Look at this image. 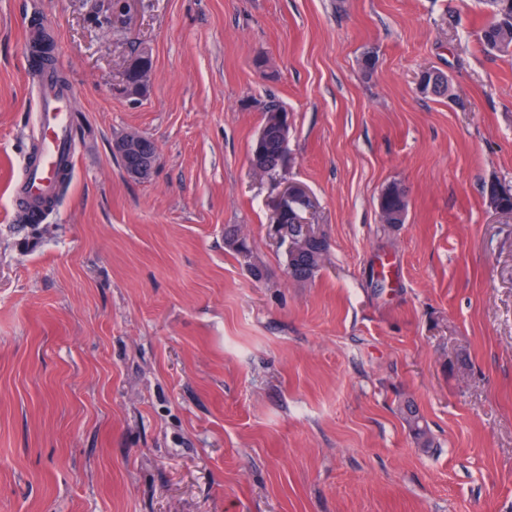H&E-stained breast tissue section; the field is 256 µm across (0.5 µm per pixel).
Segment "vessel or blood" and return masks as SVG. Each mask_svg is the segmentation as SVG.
Masks as SVG:
<instances>
[{
	"label": "vessel or blood",
	"instance_id": "vessel-or-blood-1",
	"mask_svg": "<svg viewBox=\"0 0 512 512\" xmlns=\"http://www.w3.org/2000/svg\"><path fill=\"white\" fill-rule=\"evenodd\" d=\"M36 95L37 110L32 118L36 147L23 158L13 195L15 205L30 212L42 210L55 193L60 173L74 171L76 164L74 87L48 78Z\"/></svg>",
	"mask_w": 512,
	"mask_h": 512
}]
</instances>
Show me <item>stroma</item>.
<instances>
[{"mask_svg":"<svg viewBox=\"0 0 512 512\" xmlns=\"http://www.w3.org/2000/svg\"><path fill=\"white\" fill-rule=\"evenodd\" d=\"M123 2L0 0V512H512V213L483 193L512 188V54L479 44L484 0ZM41 34L77 165L25 227ZM272 100L288 160L261 177ZM295 183L329 239L306 283L268 233ZM147 138L136 132H125L116 137L112 149L115 155L125 156L145 148Z\"/></svg>","mask_w":512,"mask_h":512,"instance_id":"1","label":"stroma"}]
</instances>
